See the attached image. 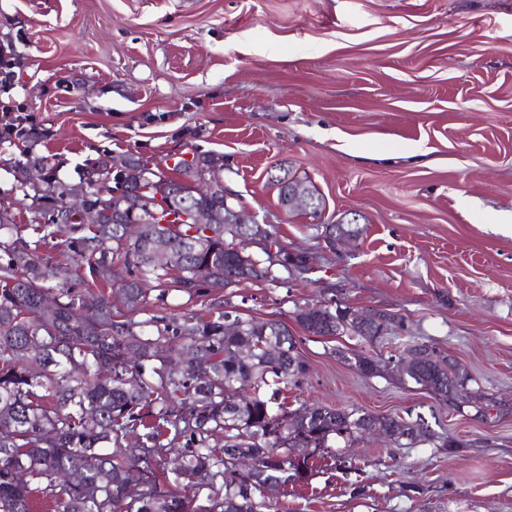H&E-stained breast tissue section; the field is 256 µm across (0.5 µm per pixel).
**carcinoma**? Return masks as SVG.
Here are the masks:
<instances>
[{
  "instance_id": "obj_1",
  "label": "carcinoma",
  "mask_w": 512,
  "mask_h": 512,
  "mask_svg": "<svg viewBox=\"0 0 512 512\" xmlns=\"http://www.w3.org/2000/svg\"><path fill=\"white\" fill-rule=\"evenodd\" d=\"M20 56L0 49V108L12 110ZM20 142L12 176L27 199L26 223L16 224L0 208V512H32L34 498L52 512H260L264 486L286 487L303 480L309 460L320 450L361 440L366 425L391 430L393 441L432 436L425 419L372 413L327 405L290 410L275 404L280 389L302 382L308 365L288 326L278 320L234 316L239 329L224 333L231 312L217 299L179 316L157 311L144 320L134 314L149 303L150 292L162 302L175 289L196 302L215 288L224 289L248 276L274 283L284 270L265 250L237 251L235 239L263 233L276 250L307 268L304 253H293L265 224H186L181 215L156 204L160 224H147L135 240L125 225L112 221V195L124 200L125 220L140 213V201L152 200L160 182L175 183L182 167L170 174L151 173L145 191L119 179L114 162L135 165L132 152L106 155L82 172L88 186L82 207L98 216L85 224L64 207L67 183L47 164L40 146L43 133L21 122L0 131V144ZM199 176L219 183L220 159L196 151ZM45 167L39 185L22 180L26 166ZM278 202L300 186L315 196L310 218L324 200L307 178L291 173L272 179ZM178 201L224 211V192L198 195L181 186ZM68 219L70 236L57 241L56 219ZM357 223L322 225L335 248L336 235L359 239ZM70 269L74 283L62 278ZM128 275L114 287L112 270ZM54 297L52 310L44 297ZM294 320L309 336H356L374 345L388 336L402 352L424 350L418 362H396L393 369L414 384L457 406L492 400L482 391L456 397L470 384L466 370L436 346L406 333L404 320L392 327H364L354 306L335 298L295 306ZM363 376L387 370L378 356H343ZM275 386L271 395L265 388ZM253 460L244 472L238 460ZM143 471L139 485L129 470ZM81 474L77 484L59 476Z\"/></svg>"
}]
</instances>
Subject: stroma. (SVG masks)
Returning a JSON list of instances; mask_svg holds the SVG:
<instances>
[{
	"mask_svg": "<svg viewBox=\"0 0 512 512\" xmlns=\"http://www.w3.org/2000/svg\"><path fill=\"white\" fill-rule=\"evenodd\" d=\"M1 33L61 179L104 151H210L238 208L309 256L308 277L223 292L296 337L309 371L291 408L431 426L315 455L308 480L266 492L271 512H512V0H0ZM283 168L314 183L323 221L362 214L363 236L333 251L284 214ZM330 287L457 358L490 418L360 375L343 359L358 339L306 335L295 306Z\"/></svg>",
	"mask_w": 512,
	"mask_h": 512,
	"instance_id": "35a3bbf8",
	"label": "stroma"
}]
</instances>
